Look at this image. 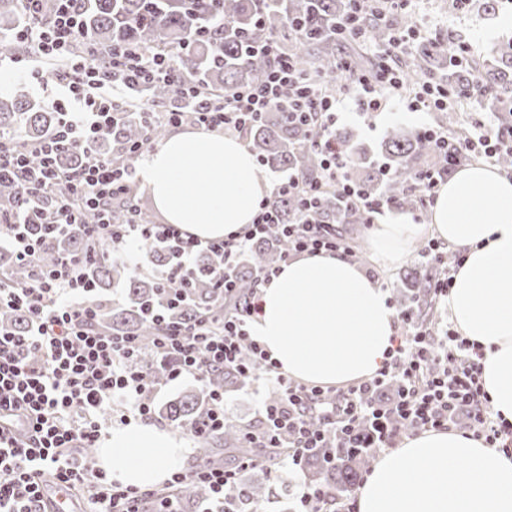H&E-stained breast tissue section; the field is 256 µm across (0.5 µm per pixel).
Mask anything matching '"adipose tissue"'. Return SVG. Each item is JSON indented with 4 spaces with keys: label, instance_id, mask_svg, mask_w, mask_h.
I'll return each mask as SVG.
<instances>
[{
    "label": "adipose tissue",
    "instance_id": "obj_1",
    "mask_svg": "<svg viewBox=\"0 0 512 512\" xmlns=\"http://www.w3.org/2000/svg\"><path fill=\"white\" fill-rule=\"evenodd\" d=\"M142 186L167 223L201 241L252 223L270 187L248 146L218 132L172 135L147 155ZM464 249L445 306L457 332L484 350L482 383L494 413L512 423V179L473 164L437 192L430 221L371 225L376 263L403 262L424 234ZM250 333L288 377L340 386L372 377L396 333L382 282L348 257L305 253L260 290ZM183 448L166 430L137 423L113 431L98 462L122 484L164 481ZM358 512H512V458L455 429L424 431L381 455L358 488Z\"/></svg>",
    "mask_w": 512,
    "mask_h": 512
}]
</instances>
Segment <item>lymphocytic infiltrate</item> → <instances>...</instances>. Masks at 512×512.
<instances>
[{"instance_id": "1", "label": "lymphocytic infiltrate", "mask_w": 512, "mask_h": 512, "mask_svg": "<svg viewBox=\"0 0 512 512\" xmlns=\"http://www.w3.org/2000/svg\"><path fill=\"white\" fill-rule=\"evenodd\" d=\"M20 2L27 14H50L45 26L26 28L24 36L33 46V61L52 68L61 91L53 103L61 125L50 139L34 146V154L41 158L37 165L29 164L11 146V134L0 132V182L20 190L11 207L15 224L5 246L19 264L33 271L25 285L0 289V309H19L31 318L25 335L0 330V512H54L53 501L45 495L48 479L58 492L82 491L84 512H141V504L150 500L161 501L162 512H177L170 494L191 479L206 483L216 500L229 502L240 469L254 466L255 458L244 459L237 469L199 465L175 471L156 489L123 486L90 465L85 451L99 441L102 417L111 414L117 402L133 415H149L147 395L155 386L135 361L137 344L132 337L115 336L91 325V286L84 279L82 257L63 251L54 266L45 268L41 251L47 241L75 232L89 249L110 246L114 259L131 264L147 240L171 241L176 245L173 264L154 273L165 288L187 287L199 256L214 253L223 258L217 284L229 296L237 287L232 270L238 256L273 226H280L295 255L325 251L348 256L352 250L341 236L327 225L312 223L304 212L280 224L265 200L252 224L221 241L201 242L173 224H113L105 218L83 223L81 207L105 215L137 175L136 170L117 167L96 154L100 135L122 118L135 86L174 83L182 100L180 108L144 111L145 125L162 120L173 127L241 134L257 114L279 109L289 120L313 128L310 145L319 165L312 179L292 173L280 178L274 193L298 195L309 202L333 187L349 206L372 213L380 212L385 202L367 200L349 182L346 164L334 145L335 97L303 79L274 38L260 43L271 61L263 82L239 88L215 104L193 86L177 83L165 57L137 46L112 49L108 69L95 57H73L74 44L85 36L84 0ZM424 133L441 157L438 167L422 176L430 195L463 157L494 160L512 154V128L488 130L479 124L474 132L460 137L434 127L425 128ZM73 146L82 150L85 162L79 168L61 170L56 156ZM277 272L274 266L259 272L241 303L225 313L220 329L198 323L154 341L168 381L190 376L199 383L208 402L205 428L216 431L226 424L224 393L211 386L208 372L228 369L263 380L276 390V398L262 402L258 424L241 430L249 448L288 445V458L273 457L276 465L284 461L303 467L307 455L317 448L383 452L418 432L449 427L512 456V423L493 414L481 381L482 348L456 331L421 322L413 312L398 311L401 332L370 380L332 392L284 376L249 333L259 312V287ZM390 381L398 382V394L389 404L380 405L376 394Z\"/></svg>"}]
</instances>
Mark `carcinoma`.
I'll list each match as a JSON object with an SVG mask.
<instances>
[{
	"label": "carcinoma",
	"mask_w": 512,
	"mask_h": 512,
	"mask_svg": "<svg viewBox=\"0 0 512 512\" xmlns=\"http://www.w3.org/2000/svg\"><path fill=\"white\" fill-rule=\"evenodd\" d=\"M357 6L362 21L366 22L368 39L375 44L387 41L406 23L405 15L397 10L382 14L376 6L362 0H85L84 27L89 42L99 47H116L128 42L140 46L161 48L169 52L173 67L182 76L193 80L201 91L216 99L236 89L260 83L265 77L268 61L250 55L253 43L274 37L281 52L292 58L296 69L306 74L316 72L324 86L333 95L343 93L348 85L337 67L339 47L345 40L340 23L352 6ZM27 17L18 0H0V35L10 49L19 55L31 53L27 40L20 31ZM396 69L405 84L418 76L429 75L434 83L451 91L469 92L479 86L481 94L491 99L497 111L512 112V39L493 47L481 59L464 55L461 43L454 38L422 44L410 53ZM146 104L152 108H172L177 90L171 84L158 83L144 93ZM59 126L55 112L23 96L0 98V131L15 133L18 142L33 145L46 140ZM165 123L157 122L148 131L140 116L130 112L122 122L112 127L97 143L98 153L131 167L134 159L125 153L131 145L150 136H162ZM312 128L295 125L280 112H267L256 118L246 132L251 150L261 168L273 172L289 170L303 177L316 172V157L309 140ZM336 147L347 163L351 182L372 197L381 196L394 207L420 209L423 207L424 186L421 181L424 168L438 161V155L426 136L411 127L394 126L377 153L384 160L378 165L366 151L352 145L341 132L336 133ZM84 160L79 149H67L58 154L57 165L64 169L77 167ZM271 204L288 218L306 209L308 219L316 224L335 228L343 224H366L369 212L346 209L337 201V192L327 189L305 208L301 198L288 195L270 196ZM139 205L137 185L130 195L112 206L111 220L122 224L129 218L130 205ZM85 254V242L71 235L64 240L44 246L42 263L50 266L58 247ZM152 260L159 268L174 261V252L166 243L145 244ZM288 251V240L272 230L255 240L234 267V276L240 287L252 286L256 268L271 265ZM417 251V264L405 275L406 289L397 292V302L411 309L424 323L434 322L432 288L453 257L445 254L436 264ZM215 258L206 254L197 263L192 286L185 289L184 300L168 313L167 321L185 326L199 320L218 325L224 311L220 289L214 277ZM0 273L4 287L18 286L31 277V270L19 264L8 252L0 253ZM84 273L96 284L92 301L94 326L115 336H134L139 342L137 362L154 382L164 380L166 366L153 353L152 341L162 328L152 323L155 311L168 298L158 281L140 276L123 264L112 260L111 250L101 247L84 264ZM123 284L126 297L114 302L109 296L112 284ZM0 324L14 333L29 327L27 315L16 310L0 316ZM213 386L233 388L243 381L228 370L209 374ZM206 401L202 391H189L166 403L162 414L178 426H202L206 418ZM198 460L201 464L221 462V450L229 448L246 457L250 449L243 447L240 429L228 426L222 431H200L196 434ZM373 454L369 448H356L351 453L336 449V463L325 460L324 451L311 454L306 466L312 476L322 477L330 492L341 497L355 489L362 473L369 468ZM181 505H196L210 497L206 486L188 482L175 490ZM265 492L258 487L240 489L232 502L237 512H257L262 508Z\"/></svg>",
	"instance_id": "1"
}]
</instances>
